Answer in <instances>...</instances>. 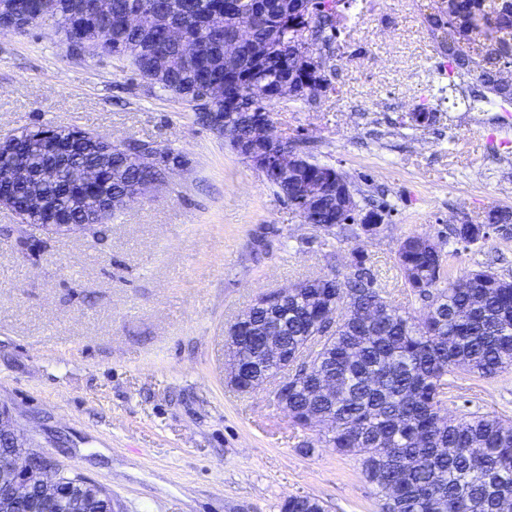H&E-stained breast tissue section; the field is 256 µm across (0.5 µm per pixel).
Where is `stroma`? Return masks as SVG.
<instances>
[{"instance_id": "obj_1", "label": "stroma", "mask_w": 512, "mask_h": 512, "mask_svg": "<svg viewBox=\"0 0 512 512\" xmlns=\"http://www.w3.org/2000/svg\"><path fill=\"white\" fill-rule=\"evenodd\" d=\"M432 0H378L332 46V88L274 104L277 135L306 140L358 197L387 203L375 234L303 223L297 210L177 97L116 57L73 58L61 32L0 35V135L71 124L153 141L182 157L167 185L96 234L14 232L0 208V413L35 452L105 486L118 512H279L289 496L326 512H381L359 463L303 454L269 389L224 376V336L266 293L349 271L365 255L413 315L396 249L444 242L452 274L512 277V225L466 246L456 224L512 209V105L442 73L426 17ZM428 103L434 118L410 114ZM461 410L512 418V370L459 375Z\"/></svg>"}]
</instances>
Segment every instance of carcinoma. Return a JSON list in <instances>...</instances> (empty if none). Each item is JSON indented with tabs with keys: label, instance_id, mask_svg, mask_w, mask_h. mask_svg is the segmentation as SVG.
I'll use <instances>...</instances> for the list:
<instances>
[{
	"label": "carcinoma",
	"instance_id": "carcinoma-1",
	"mask_svg": "<svg viewBox=\"0 0 512 512\" xmlns=\"http://www.w3.org/2000/svg\"><path fill=\"white\" fill-rule=\"evenodd\" d=\"M60 2L13 0L17 12L51 21L69 40L96 32L100 54L128 60L135 74L185 102L203 88H220L211 110L233 114L224 137L242 140L252 135L247 113H271L282 82L331 85L326 70L302 73L292 55L305 41L324 57L356 0H152L196 44L192 56L170 40L165 26L145 32L125 24L144 0H112L108 20L97 16L95 0H83L80 19L58 10ZM428 24L450 72L473 77L501 102L512 104V88L497 78L512 67V0H457L455 11L431 14ZM241 28L251 30L250 39L230 44ZM482 35L499 41L498 54L471 52L470 45ZM258 47L267 51L262 60L254 59ZM230 49L240 63L231 77L224 68ZM17 138L30 164L43 165L51 139L35 128L21 130ZM268 147L272 154L296 149L306 157L302 170H285L269 181L300 215L326 228L349 219L337 209L341 172L336 167L296 142L283 139ZM149 177L124 152L112 155V168L94 184L80 182L66 169L44 192L71 223L82 224L85 215L98 212L102 198L141 188ZM308 180L325 183L313 203L303 194ZM491 226L490 221L457 224L451 235L475 244L486 239ZM396 256L405 285L426 303L419 317L389 299L363 256L341 278L306 279L277 302L268 303L264 294L252 306L290 357L316 335L322 311L339 307L310 366L289 377L291 424L313 430L311 419L317 415L332 422L301 452L312 454L318 445L359 458L366 479L385 499L384 512H503L512 503V421L488 412L449 410L448 388L460 372L492 378L512 368V281L489 268L454 277L443 243L421 236L400 241ZM235 342L239 391L257 376L283 373L282 364L267 356L265 337L240 333ZM92 493L72 479L60 488L51 512H72L74 498ZM280 512L325 508L315 497L289 496Z\"/></svg>",
	"mask_w": 512,
	"mask_h": 512
}]
</instances>
